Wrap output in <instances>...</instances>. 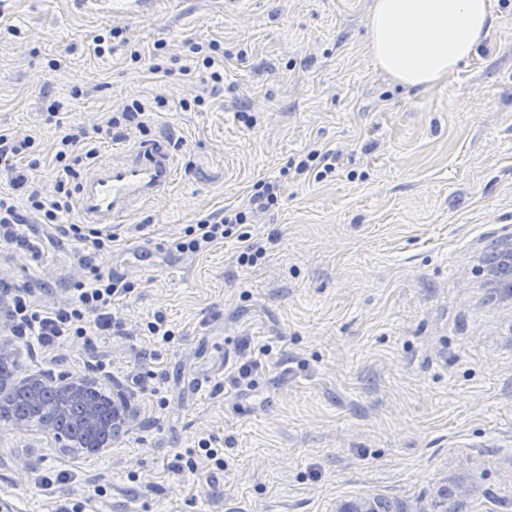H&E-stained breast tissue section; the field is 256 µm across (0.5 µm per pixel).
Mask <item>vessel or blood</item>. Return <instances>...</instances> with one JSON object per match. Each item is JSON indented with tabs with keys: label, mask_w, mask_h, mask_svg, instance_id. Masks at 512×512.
I'll return each mask as SVG.
<instances>
[{
	"label": "vessel or blood",
	"mask_w": 512,
	"mask_h": 512,
	"mask_svg": "<svg viewBox=\"0 0 512 512\" xmlns=\"http://www.w3.org/2000/svg\"><path fill=\"white\" fill-rule=\"evenodd\" d=\"M177 171L166 138L140 140L122 160H105L84 170L76 184V210L83 223L110 228L142 202L168 195Z\"/></svg>",
	"instance_id": "obj_1"
}]
</instances>
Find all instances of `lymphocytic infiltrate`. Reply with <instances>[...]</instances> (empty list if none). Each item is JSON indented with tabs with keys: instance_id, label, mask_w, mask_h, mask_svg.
I'll use <instances>...</instances> for the list:
<instances>
[{
	"instance_id": "obj_1",
	"label": "lymphocytic infiltrate",
	"mask_w": 512,
	"mask_h": 512,
	"mask_svg": "<svg viewBox=\"0 0 512 512\" xmlns=\"http://www.w3.org/2000/svg\"><path fill=\"white\" fill-rule=\"evenodd\" d=\"M145 113L139 101L123 105L105 124L90 128L73 126L60 135L54 166L63 177L57 180L53 194L46 195L29 188L28 170L36 168L35 141L0 132V172L9 175L10 188L0 191V241L13 245L22 252L33 251V243L17 231L24 214L34 215L40 223H59L64 213L72 208L73 191L66 177L77 167L97 156V140L111 137L112 131L123 125H140ZM24 198V206H17V198ZM244 210L229 212L219 219H203L189 225L184 237L175 242L182 254H198L232 237L238 226L246 223ZM130 286L124 279L112 274H100L92 283L75 288L70 301L51 310H41L32 303L29 294L14 282L0 279V311L4 312L10 331L15 336H34L46 347L57 346L72 336H109L121 331L122 323L113 314L112 304L128 293Z\"/></svg>"
}]
</instances>
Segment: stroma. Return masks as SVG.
Wrapping results in <instances>:
<instances>
[{
	"instance_id": "stroma-1",
	"label": "stroma",
	"mask_w": 512,
	"mask_h": 512,
	"mask_svg": "<svg viewBox=\"0 0 512 512\" xmlns=\"http://www.w3.org/2000/svg\"><path fill=\"white\" fill-rule=\"evenodd\" d=\"M372 4L155 0L134 17L0 0V23L16 28L0 34V130L35 139L32 187L54 190L60 124L101 125L135 100L145 130L103 140L99 159L161 133L180 167L90 263L45 224L18 228L39 253L0 244V278L42 309L100 274L130 283L113 305L121 334L44 348L0 326V340L19 377H87L134 412L91 456L0 422V500L22 512H338L373 499L512 512V296L489 263L512 235V0H492L469 63L428 90L375 64ZM103 27L128 42L99 58L88 44ZM211 42L224 52L215 93L207 73H180ZM157 50L169 75L145 63ZM322 147L341 155L335 176L293 179L289 165ZM264 182L277 204L241 227L262 249L255 262H239L233 238L173 249ZM159 313L167 343L147 330ZM250 357L260 367L237 381ZM208 437L223 465L197 457Z\"/></svg>"
}]
</instances>
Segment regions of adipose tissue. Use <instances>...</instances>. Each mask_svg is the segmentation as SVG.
<instances>
[{
  "mask_svg": "<svg viewBox=\"0 0 512 512\" xmlns=\"http://www.w3.org/2000/svg\"><path fill=\"white\" fill-rule=\"evenodd\" d=\"M491 15L492 0H374L368 49L400 84L428 89L471 58Z\"/></svg>",
  "mask_w": 512,
  "mask_h": 512,
  "instance_id": "1",
  "label": "adipose tissue"
}]
</instances>
